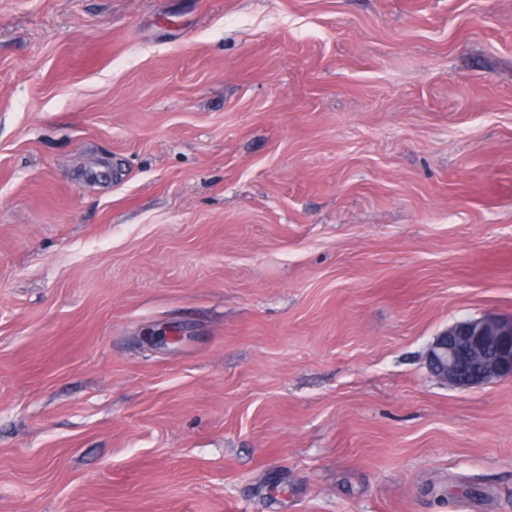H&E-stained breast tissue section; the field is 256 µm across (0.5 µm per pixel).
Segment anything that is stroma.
<instances>
[{"mask_svg":"<svg viewBox=\"0 0 512 512\" xmlns=\"http://www.w3.org/2000/svg\"><path fill=\"white\" fill-rule=\"evenodd\" d=\"M512 0H0V512H512ZM426 358L437 377L458 388L512 379V318L455 322L435 338Z\"/></svg>","mask_w":512,"mask_h":512,"instance_id":"obj_1","label":"stroma"}]
</instances>
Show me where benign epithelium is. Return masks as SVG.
<instances>
[{
	"mask_svg": "<svg viewBox=\"0 0 512 512\" xmlns=\"http://www.w3.org/2000/svg\"><path fill=\"white\" fill-rule=\"evenodd\" d=\"M427 363L458 388L512 379V318L486 315L448 326L430 346Z\"/></svg>",
	"mask_w": 512,
	"mask_h": 512,
	"instance_id": "7a95c632",
	"label": "benign epithelium"
}]
</instances>
